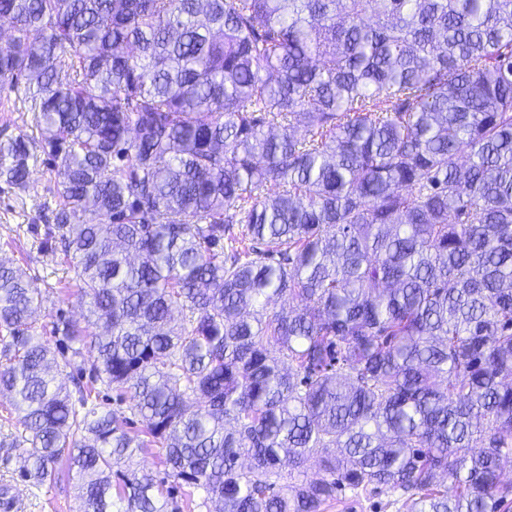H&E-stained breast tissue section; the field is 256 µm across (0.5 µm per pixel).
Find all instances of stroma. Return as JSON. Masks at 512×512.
Masks as SVG:
<instances>
[{"instance_id":"35a3bbf8","label":"stroma","mask_w":512,"mask_h":512,"mask_svg":"<svg viewBox=\"0 0 512 512\" xmlns=\"http://www.w3.org/2000/svg\"><path fill=\"white\" fill-rule=\"evenodd\" d=\"M18 135L30 142L31 179L28 189L20 190L0 180V258L23 270L27 279L41 289L44 302L36 316L35 334L47 343H55L53 324L58 316L82 320L87 305L78 294L69 259L60 244L45 242V231L56 207V172L40 148V134L25 92L0 89V141ZM18 433L11 402L0 398V490L22 499L24 512H83L78 482L67 471H60L41 484L23 475L24 452L11 447ZM141 464L152 472L156 482L167 492L166 512H214L215 501L205 492L183 493L176 488L158 459V451L145 449ZM321 512H407L403 497L387 491H342L336 500L327 502Z\"/></svg>"}]
</instances>
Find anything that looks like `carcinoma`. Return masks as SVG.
<instances>
[{
	"instance_id": "carcinoma-1",
	"label": "carcinoma",
	"mask_w": 512,
	"mask_h": 512,
	"mask_svg": "<svg viewBox=\"0 0 512 512\" xmlns=\"http://www.w3.org/2000/svg\"><path fill=\"white\" fill-rule=\"evenodd\" d=\"M0 17V88L29 93L58 177L47 238L91 313L58 318L51 348L41 289L0 263L27 479L64 463L85 512H165L134 463L158 448L222 512L368 487L408 512L512 500V0H0ZM29 159L1 142L0 178L28 188ZM86 341L74 400L52 370ZM98 381L140 434L98 411ZM314 452L322 476L295 479Z\"/></svg>"
}]
</instances>
